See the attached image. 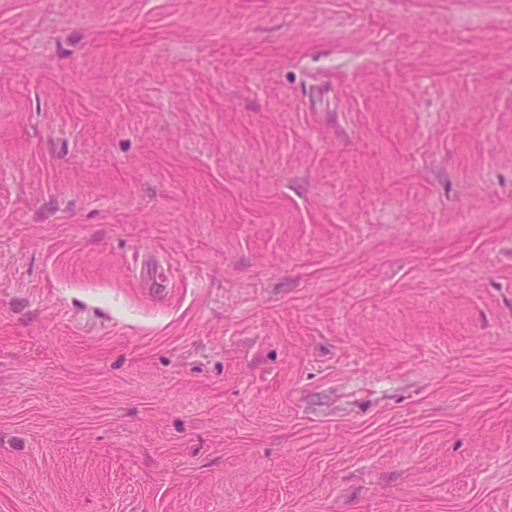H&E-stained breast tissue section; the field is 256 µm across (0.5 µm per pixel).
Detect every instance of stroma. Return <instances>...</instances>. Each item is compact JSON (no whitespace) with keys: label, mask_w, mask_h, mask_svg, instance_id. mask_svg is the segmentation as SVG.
I'll return each instance as SVG.
<instances>
[{"label":"stroma","mask_w":512,"mask_h":512,"mask_svg":"<svg viewBox=\"0 0 512 512\" xmlns=\"http://www.w3.org/2000/svg\"><path fill=\"white\" fill-rule=\"evenodd\" d=\"M0 512H512V0H0Z\"/></svg>","instance_id":"obj_1"}]
</instances>
